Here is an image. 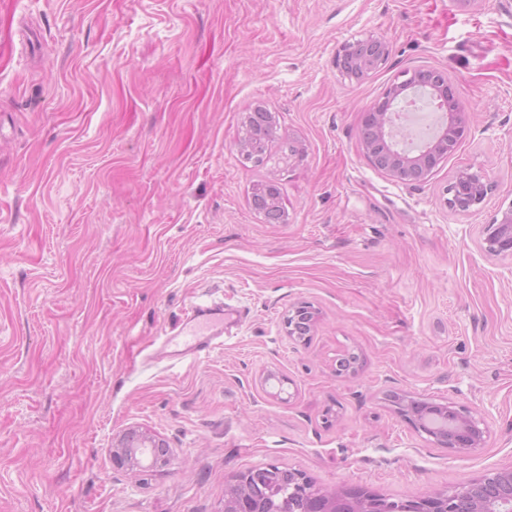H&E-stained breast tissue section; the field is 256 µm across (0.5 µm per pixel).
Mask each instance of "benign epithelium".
I'll return each instance as SVG.
<instances>
[{
    "mask_svg": "<svg viewBox=\"0 0 512 512\" xmlns=\"http://www.w3.org/2000/svg\"><path fill=\"white\" fill-rule=\"evenodd\" d=\"M388 42L373 35L343 46L336 58V65L349 77L362 79L377 70L389 57ZM418 85L429 87L434 94L448 103L441 126L423 151L416 154L402 152L393 147L380 156L379 150L391 140L393 133V107L396 100L406 99L403 91ZM374 124L371 136L360 133L367 159L382 173L400 182H420L440 160L454 151L469 126V117L462 109L454 82L447 72L433 68L411 73L406 80L386 88L382 96L369 108ZM481 247L493 256H512V205L489 224L482 225ZM319 320V311L309 302L299 301L288 311L284 319L289 338L299 340L311 335ZM398 413L416 430L432 437L434 441L456 456H465L486 443L487 429L483 421L464 406H450L456 419L458 436L450 439L446 435L434 434L424 420L415 416L410 408V396ZM166 441L157 435L139 429H130L113 438L112 460L118 468L136 474L145 468V450L166 448ZM246 481L241 476L224 499V512H254L242 498L237 487ZM471 498L469 512H492L498 501L509 502L512 512V469L496 471L471 479L448 492H436L420 498V512H453V505L460 497ZM318 512H374L376 495L363 489H334L318 492Z\"/></svg>",
    "mask_w": 512,
    "mask_h": 512,
    "instance_id": "obj_1",
    "label": "benign epithelium"
}]
</instances>
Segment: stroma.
<instances>
[{
    "mask_svg": "<svg viewBox=\"0 0 512 512\" xmlns=\"http://www.w3.org/2000/svg\"><path fill=\"white\" fill-rule=\"evenodd\" d=\"M369 35L388 60L343 76ZM418 67L473 117L401 183L358 132ZM260 104L300 160L239 155ZM462 171L492 185L468 213L446 204ZM270 179L280 224L252 206ZM511 206L512 0H0V512H224L270 464L393 500L512 468V257L480 245ZM211 303L235 314L205 355L162 348ZM396 392L469 408L485 446L438 447ZM129 428L167 464L118 471ZM388 42L373 35L343 46L336 65L349 77L362 79L377 70L389 57ZM319 320V311L309 302H296L288 311V316L284 319L286 333L289 338L294 340H304L311 333Z\"/></svg>",
    "mask_w": 512,
    "mask_h": 512,
    "instance_id": "1",
    "label": "stroma"
}]
</instances>
